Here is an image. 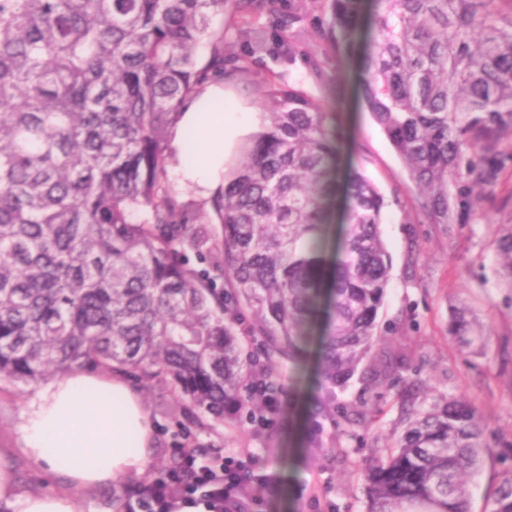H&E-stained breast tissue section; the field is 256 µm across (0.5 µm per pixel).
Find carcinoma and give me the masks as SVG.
<instances>
[{
    "instance_id": "1",
    "label": "carcinoma",
    "mask_w": 512,
    "mask_h": 512,
    "mask_svg": "<svg viewBox=\"0 0 512 512\" xmlns=\"http://www.w3.org/2000/svg\"><path fill=\"white\" fill-rule=\"evenodd\" d=\"M250 4L288 51L297 16L280 0H0V382L37 386L77 370L167 378L215 420L242 401L244 367L270 376L278 358L318 340L324 381L342 389L363 361L383 384L393 356L378 314L391 255L384 196L360 171L342 176L332 116L274 83L253 90L267 124L238 154L209 215L175 195L168 135L183 105L215 77L244 79L224 24ZM336 38L359 30L360 0H330ZM363 103L417 185L431 224H450L497 178L512 135V0H372ZM209 53L201 58L198 50ZM346 222L328 247L331 209ZM512 288V231L497 239ZM218 276L198 270L186 252ZM252 317L265 364L233 324ZM451 337L482 346L466 310ZM402 434L364 471L366 512H468L469 481L488 448L480 407L444 396L402 409ZM493 512H512V473Z\"/></svg>"
}]
</instances>
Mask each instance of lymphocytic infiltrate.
<instances>
[{
	"label": "lymphocytic infiltrate",
	"mask_w": 512,
	"mask_h": 512,
	"mask_svg": "<svg viewBox=\"0 0 512 512\" xmlns=\"http://www.w3.org/2000/svg\"><path fill=\"white\" fill-rule=\"evenodd\" d=\"M273 382L256 379L238 408L258 425L273 423L282 413ZM181 464L165 477L140 483L126 498L125 512H179L186 504L204 506L206 512H253L259 503H270L275 486L268 477L254 474L231 456L198 464L192 449L180 451Z\"/></svg>",
	"instance_id": "1"
}]
</instances>
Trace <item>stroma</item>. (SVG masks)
<instances>
[{"mask_svg":"<svg viewBox=\"0 0 512 512\" xmlns=\"http://www.w3.org/2000/svg\"><path fill=\"white\" fill-rule=\"evenodd\" d=\"M299 11L288 58L252 55L255 78L303 92L334 113L344 161L384 195L383 238L392 257L385 304L378 317L387 350L397 357L392 386L374 395L362 375L345 389L324 383L315 356L276 361L272 378L283 413L269 429L239 416L207 420L189 401L176 398L163 380L129 381L155 427L154 450L142 476L78 491L82 512H124L125 495L140 478H154L181 448L199 462L238 450L253 469L273 475L279 492L269 512H313L320 494L324 512H365L363 471L402 432L400 410L417 380L438 395L475 399L494 442L491 458L470 486L471 512H491L489 489L499 472L512 470V289L496 273L495 239L512 222V137L499 146L500 177L486 187L479 206L460 205L450 225L428 223L418 191L395 149L360 98L362 42L333 47L326 36L329 0H286ZM467 308L488 330L482 350L460 351L449 327L455 308ZM35 387L0 391V454L15 476L17 493L58 492L68 484L32 463L21 451V424ZM337 405L334 418L321 410Z\"/></svg>","mask_w":512,"mask_h":512,"instance_id":"35a3bbf8","label":"stroma"}]
</instances>
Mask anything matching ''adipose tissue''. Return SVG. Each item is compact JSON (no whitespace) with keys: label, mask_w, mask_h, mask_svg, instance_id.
Returning a JSON list of instances; mask_svg holds the SVG:
<instances>
[{"label":"adipose tissue","mask_w":512,"mask_h":512,"mask_svg":"<svg viewBox=\"0 0 512 512\" xmlns=\"http://www.w3.org/2000/svg\"><path fill=\"white\" fill-rule=\"evenodd\" d=\"M224 95L222 83L206 85L201 98L188 101L171 136L179 163L178 184L194 186L208 198L224 186V164L236 140L263 123L261 113L245 108L226 117L204 110L205 101ZM196 134V158L181 161V132ZM116 402L104 400V393ZM154 428L140 398L120 379L77 373L51 382L31 404L22 426V450L34 463L65 478L76 488L113 483L142 472ZM14 476L0 466V512H81L67 493H14Z\"/></svg>","instance_id":"adipose-tissue-1"}]
</instances>
